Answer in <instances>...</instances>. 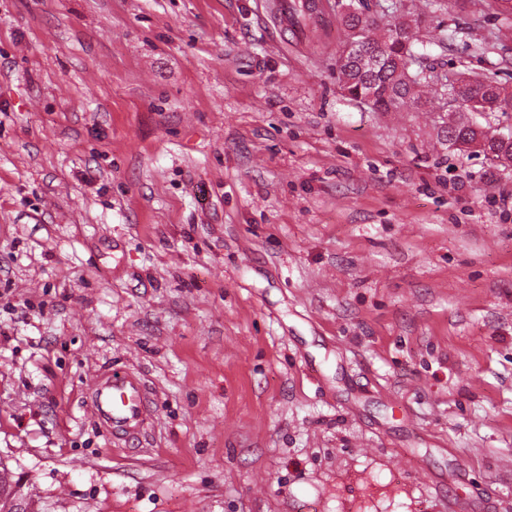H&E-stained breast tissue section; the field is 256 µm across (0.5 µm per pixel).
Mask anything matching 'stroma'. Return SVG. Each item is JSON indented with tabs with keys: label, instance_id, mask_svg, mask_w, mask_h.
<instances>
[{
	"label": "stroma",
	"instance_id": "35a3bbf8",
	"mask_svg": "<svg viewBox=\"0 0 512 512\" xmlns=\"http://www.w3.org/2000/svg\"><path fill=\"white\" fill-rule=\"evenodd\" d=\"M274 2L0 0V463L42 512H512V163ZM432 23L512 88V15ZM90 390L92 414L111 428L116 438H137L150 411V398L139 376L125 372L95 378Z\"/></svg>",
	"mask_w": 512,
	"mask_h": 512
}]
</instances>
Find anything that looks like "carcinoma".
Wrapping results in <instances>:
<instances>
[{"label":"carcinoma","instance_id":"carcinoma-1","mask_svg":"<svg viewBox=\"0 0 512 512\" xmlns=\"http://www.w3.org/2000/svg\"><path fill=\"white\" fill-rule=\"evenodd\" d=\"M353 9L341 19L345 28V46L336 61L343 90L353 98H369L377 112H399L407 106L427 105L421 88L435 82L436 76L416 74L424 72L430 47L435 39L430 34L426 19L397 21L388 25L382 35L373 37L377 29L376 17L360 5L363 0H351ZM505 87L490 80H477L465 86L469 98H482L489 108L509 105L502 95ZM448 143L473 145L483 154L495 159L512 156V141L505 142L496 134L462 118L446 130Z\"/></svg>","mask_w":512,"mask_h":512}]
</instances>
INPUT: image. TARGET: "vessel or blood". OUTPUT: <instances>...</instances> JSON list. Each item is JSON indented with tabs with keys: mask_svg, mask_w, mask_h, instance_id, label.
Masks as SVG:
<instances>
[{
	"mask_svg": "<svg viewBox=\"0 0 512 512\" xmlns=\"http://www.w3.org/2000/svg\"><path fill=\"white\" fill-rule=\"evenodd\" d=\"M90 390L92 414L116 438H137L150 411V398L139 376L125 372L100 377L91 382Z\"/></svg>",
	"mask_w": 512,
	"mask_h": 512,
	"instance_id": "obj_1",
	"label": "vessel or blood"
}]
</instances>
